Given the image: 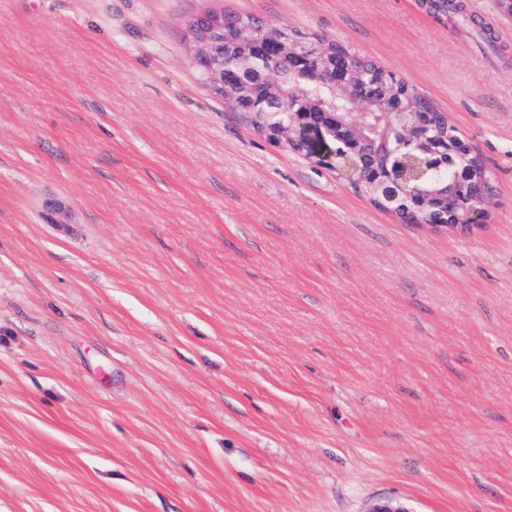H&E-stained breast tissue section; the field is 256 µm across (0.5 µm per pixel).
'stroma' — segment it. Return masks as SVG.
Wrapping results in <instances>:
<instances>
[{
	"mask_svg": "<svg viewBox=\"0 0 512 512\" xmlns=\"http://www.w3.org/2000/svg\"><path fill=\"white\" fill-rule=\"evenodd\" d=\"M456 2L0 0V512H512V10ZM205 9L446 112L493 186L474 228L225 110ZM423 204H418L416 208H408V212L412 214L413 220L411 222H407L408 224H420L425 225L433 229H444L448 228V230H459L462 232L468 231L471 229L472 224H456L457 216L452 211H442L436 210L434 211L431 216H425V221H431V223L428 224H421L424 223L419 217L420 208ZM448 224H444L447 223Z\"/></svg>",
	"mask_w": 512,
	"mask_h": 512,
	"instance_id": "35a3bbf8",
	"label": "stroma"
}]
</instances>
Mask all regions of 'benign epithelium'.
I'll return each mask as SVG.
<instances>
[{
  "instance_id": "7a95c632",
  "label": "benign epithelium",
  "mask_w": 512,
  "mask_h": 512,
  "mask_svg": "<svg viewBox=\"0 0 512 512\" xmlns=\"http://www.w3.org/2000/svg\"><path fill=\"white\" fill-rule=\"evenodd\" d=\"M187 42L192 64L198 71L208 93L217 100H224L230 88L245 87L256 80L266 84L269 97L266 100L267 111L258 113V119L252 121L253 126L264 139L274 146H285L296 153L309 152L308 142L304 137L307 130H315L334 142L350 141L359 146L371 143L369 127L361 120H345L334 112H324L319 120H308L299 115L298 108L302 105L315 107L317 103L309 99L305 93H280L279 75L273 65L258 69L253 64L252 56L244 54L234 60L231 67L224 65V53L217 52V47L224 46V12L203 11L184 22ZM259 40L274 48V58L286 59L292 53L307 52L316 57L319 63L315 81L323 82L329 87L340 89L356 105L366 101L363 92L364 78L353 71L336 72L331 52L326 43L312 35L288 36L286 26H268ZM288 116V120L280 116ZM385 126L397 133L402 144L416 145L425 154L439 149L432 144L425 125L419 114L406 108L391 106L384 114ZM454 152L466 159L468 163H460L456 168V181L462 196L471 202L466 213L482 212L484 198L473 193L476 179V168L486 173L484 165L469 143L458 134L452 135ZM423 161L413 156L407 158L395 174L386 180H379L373 185V193L381 201L386 210L399 211L398 199L405 184L418 179L422 174Z\"/></svg>"
}]
</instances>
